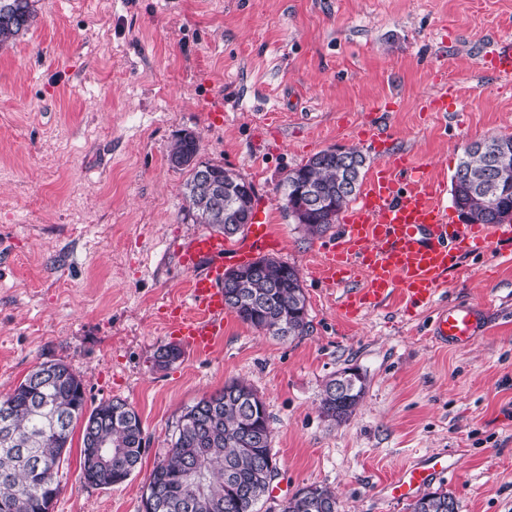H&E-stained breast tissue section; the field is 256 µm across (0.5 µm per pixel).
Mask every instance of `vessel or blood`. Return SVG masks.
Returning <instances> with one entry per match:
<instances>
[{
	"label": "vessel or blood",
	"mask_w": 512,
	"mask_h": 512,
	"mask_svg": "<svg viewBox=\"0 0 512 512\" xmlns=\"http://www.w3.org/2000/svg\"><path fill=\"white\" fill-rule=\"evenodd\" d=\"M493 70L500 87L512 90V44L493 50ZM512 245L511 224L455 223L441 185L431 182L423 166L404 152L382 158L343 218L336 237L323 249L326 279L347 286L341 304L354 316L391 294L429 304L449 270L464 254L485 253L490 243ZM281 241L265 220L248 226L247 237L230 248L218 233L201 232L181 246V266L192 272L190 305L165 319L167 334L198 354L206 353L224 333V265L240 266L273 252ZM364 287H356L357 278ZM483 328L478 306L457 304L437 312L430 333L452 349L470 346ZM447 458L431 456L406 470L389 485L392 499L408 500L434 478L451 473Z\"/></svg>",
	"instance_id": "vessel-or-blood-1"
}]
</instances>
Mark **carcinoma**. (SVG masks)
I'll return each instance as SVG.
<instances>
[{"label": "carcinoma", "instance_id": "1", "mask_svg": "<svg viewBox=\"0 0 512 512\" xmlns=\"http://www.w3.org/2000/svg\"><path fill=\"white\" fill-rule=\"evenodd\" d=\"M35 0H0V45L14 42L36 20ZM197 137L187 133L170 146L168 159L198 153ZM350 171L345 188L336 185L343 173L331 150L314 155L316 161L288 172L279 184L284 209H290L298 184L316 191L318 204L307 214L303 227L310 235L327 231L339 213L356 197L365 157L356 148L348 151ZM495 156L465 148L452 178V200L464 206L473 224H499L512 210V160L508 178L499 177ZM186 199L198 224H207L226 236L244 229L253 203L239 197L241 176L222 165L189 169ZM261 270L224 273V304L245 323L277 338H297L309 329L307 299L299 270L275 257H261ZM55 383L44 385L41 370L30 373L0 405L11 406L10 429L0 428V512H41L49 494L60 487V469L71 442L73 422L84 419L82 437L94 431L112 450L110 468L96 466L81 447V473L89 485L106 488L125 482L144 451L141 420L123 400L100 402L86 411L81 379L60 361ZM366 391L365 377L357 378L346 395L327 382L320 397L321 413L331 421H348ZM272 430L265 405L244 381L232 380L224 389L201 398L180 416L175 438L166 458L153 470L145 494L153 512H256L266 497L269 479L277 473L271 448ZM200 458L207 476L202 485L188 488L182 472ZM411 512H457L454 497L427 492L411 505ZM281 512H339L334 490L327 486L301 488L282 505Z\"/></svg>", "mask_w": 512, "mask_h": 512}]
</instances>
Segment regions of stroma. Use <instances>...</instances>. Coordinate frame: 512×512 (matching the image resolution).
<instances>
[{
	"label": "stroma",
	"instance_id": "obj_1",
	"mask_svg": "<svg viewBox=\"0 0 512 512\" xmlns=\"http://www.w3.org/2000/svg\"><path fill=\"white\" fill-rule=\"evenodd\" d=\"M34 25L0 47V397L41 363L79 375L87 408L121 399L145 438L131 477L84 483L74 427L51 512H141L149 477L183 411L225 383L262 398L278 474L259 512L298 489H334L340 512H410L386 486L443 454L454 480L431 481L458 512H512V253L462 257L432 303L393 295L359 317L321 279L329 237L283 210L279 184L321 150L354 147L367 167L406 151L451 180L463 149L512 135V94L483 57L512 42V0H38ZM447 95L457 117L427 110ZM223 102L216 119L212 100ZM392 102L390 112L374 104ZM383 123L388 141L361 132ZM197 159L255 189L295 266L309 331L281 340L224 312L205 354L166 368L163 314L188 301L176 249L196 233L186 169L168 160L179 136ZM478 303L486 331L464 350L429 334L436 312ZM366 378L338 424L319 409L328 380Z\"/></svg>",
	"mask_w": 512,
	"mask_h": 512
}]
</instances>
